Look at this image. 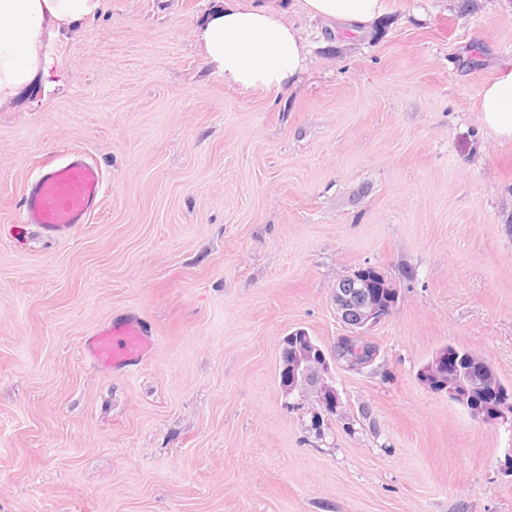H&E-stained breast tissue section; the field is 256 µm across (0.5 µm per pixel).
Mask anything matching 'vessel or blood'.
Returning <instances> with one entry per match:
<instances>
[{"mask_svg": "<svg viewBox=\"0 0 512 512\" xmlns=\"http://www.w3.org/2000/svg\"><path fill=\"white\" fill-rule=\"evenodd\" d=\"M101 169L76 154L52 164L32 182L23 205L28 223L55 240L69 238L98 210L106 193ZM153 340L138 318L112 322L86 338L82 352L99 366L125 369L142 362Z\"/></svg>", "mask_w": 512, "mask_h": 512, "instance_id": "vessel-or-blood-1", "label": "vessel or blood"}]
</instances>
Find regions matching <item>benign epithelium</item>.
I'll return each mask as SVG.
<instances>
[{"label":"benign epithelium","instance_id":"7a95c632","mask_svg":"<svg viewBox=\"0 0 512 512\" xmlns=\"http://www.w3.org/2000/svg\"><path fill=\"white\" fill-rule=\"evenodd\" d=\"M370 278H361L355 274L340 279L334 291V302L341 320L350 328L351 334L345 340L364 349L363 332L379 324L385 319L394 307L392 303L380 302L370 286ZM297 336L291 360H283L279 373L280 387L284 396L294 393L305 396L315 395L317 402L327 412L336 410L339 397L336 388L332 385V364L340 363L350 370H357L359 366L351 361L343 362L337 358H327L321 348L313 345L304 338L306 332L299 329L293 332ZM448 354L435 356L430 369L442 377L443 390L455 391L460 380V374H446L445 361ZM475 420L505 426L512 430V405L503 403L497 409V416L491 418L480 410L469 411Z\"/></svg>","mask_w":512,"mask_h":512}]
</instances>
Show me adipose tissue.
<instances>
[{"instance_id": "obj_1", "label": "adipose tissue", "mask_w": 512, "mask_h": 512, "mask_svg": "<svg viewBox=\"0 0 512 512\" xmlns=\"http://www.w3.org/2000/svg\"><path fill=\"white\" fill-rule=\"evenodd\" d=\"M306 13L329 26L362 35L385 13L384 0H303ZM102 0H0V106L47 76L53 60L48 41L73 24L96 17ZM195 37L202 54L227 84L243 89L282 88L297 82L308 50L279 13L253 0H230ZM478 111L488 134L512 141V67L479 92Z\"/></svg>"}]
</instances>
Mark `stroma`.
I'll use <instances>...</instances> for the list:
<instances>
[{
  "mask_svg": "<svg viewBox=\"0 0 512 512\" xmlns=\"http://www.w3.org/2000/svg\"><path fill=\"white\" fill-rule=\"evenodd\" d=\"M261 2L308 44L293 85L225 84L194 38L216 0H105L0 107V512H512V431L417 377L453 344L512 384V142L477 105L512 0H386L364 35ZM71 151L107 190L57 241L22 201ZM365 265L398 300L323 414L280 344L349 335L334 289ZM124 316L151 353L91 365Z\"/></svg>",
  "mask_w": 512,
  "mask_h": 512,
  "instance_id": "35a3bbf8",
  "label": "stroma"
}]
</instances>
